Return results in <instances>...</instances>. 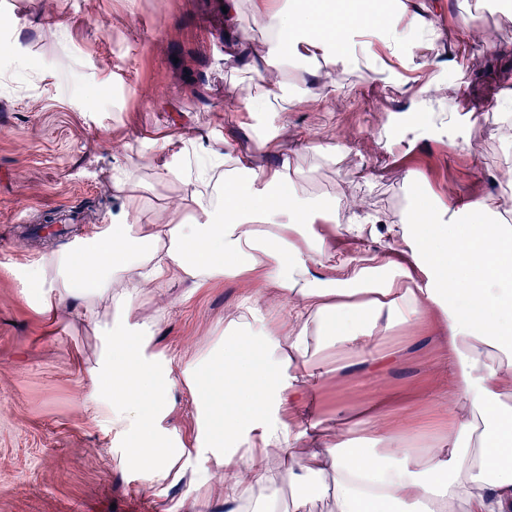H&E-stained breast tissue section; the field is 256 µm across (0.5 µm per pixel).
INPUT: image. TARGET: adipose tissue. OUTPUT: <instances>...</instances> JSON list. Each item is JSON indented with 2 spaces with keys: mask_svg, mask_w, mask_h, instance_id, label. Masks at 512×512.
Masks as SVG:
<instances>
[{
  "mask_svg": "<svg viewBox=\"0 0 512 512\" xmlns=\"http://www.w3.org/2000/svg\"><path fill=\"white\" fill-rule=\"evenodd\" d=\"M394 9L386 0H255L250 20L271 35L272 50L245 112L275 111L288 96V66L319 55L339 62L347 40ZM196 156V171L180 161L163 168L181 196L148 214L140 184H129L112 224L29 275L41 311L77 300L78 320L105 333L89 372L92 400L126 437L130 464L154 481L190 475L197 490L223 474L224 512H306L300 496L282 506L283 484L324 491L333 512H512V225L496 220L494 200L466 193L400 224L366 215L345 231L374 251L332 269L321 227L336 223V207L291 179L292 157L260 165L231 156L222 140ZM392 240L405 246L397 261L379 249ZM227 276L274 287L294 316L275 323L245 301L206 354L173 368L151 347L136 299L165 282ZM426 320L454 373L440 447L421 457L376 427L373 447H350L365 424L358 415L332 438L320 423L284 420L320 352L335 349L341 372L354 346ZM180 388L193 406L188 440L172 425Z\"/></svg>",
  "mask_w": 512,
  "mask_h": 512,
  "instance_id": "1",
  "label": "adipose tissue"
}]
</instances>
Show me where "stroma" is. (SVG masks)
<instances>
[{
  "label": "stroma",
  "instance_id": "35a3bbf8",
  "mask_svg": "<svg viewBox=\"0 0 512 512\" xmlns=\"http://www.w3.org/2000/svg\"><path fill=\"white\" fill-rule=\"evenodd\" d=\"M224 0H0V512H170L186 481L150 483L122 462L121 437L94 407L87 370L102 338L67 315L42 314L28 275L51 252L111 223L115 172L149 185V203L177 194L161 166L185 139L225 140L258 152L255 122L297 156L294 178L396 224L411 204L431 207L459 189L498 193L507 139L498 106L512 91V21L492 0H409L418 24L389 48L383 26L342 48L347 64L288 70L299 90L282 112L240 107L257 90L248 69L268 52L250 22L252 0L226 26ZM65 25L51 27L47 16ZM371 52H363V43ZM321 98L320 110L307 107ZM455 115L459 144L443 121ZM165 148H156L161 136ZM336 144L340 163L312 151ZM276 320L290 307L227 276L198 288L174 282L141 295L158 348L175 363L207 349L247 297ZM393 354L382 373H326L304 420L331 426L369 407L389 427H448L441 399L451 375L430 327L401 325L357 347Z\"/></svg>",
  "mask_w": 512,
  "mask_h": 512
}]
</instances>
